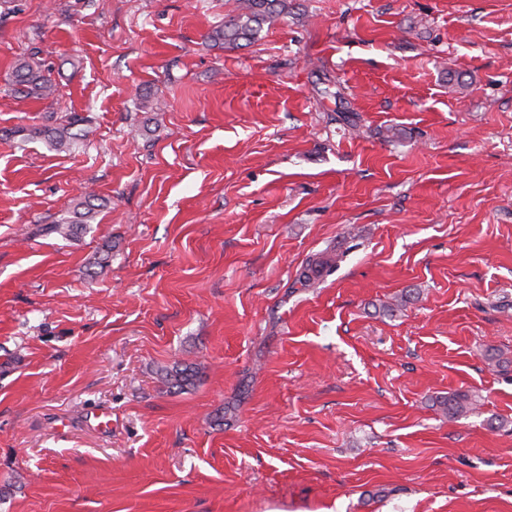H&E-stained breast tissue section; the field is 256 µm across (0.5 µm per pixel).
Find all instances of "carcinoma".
Wrapping results in <instances>:
<instances>
[{
	"label": "carcinoma",
	"instance_id": "obj_1",
	"mask_svg": "<svg viewBox=\"0 0 512 512\" xmlns=\"http://www.w3.org/2000/svg\"><path fill=\"white\" fill-rule=\"evenodd\" d=\"M288 0H235L234 9L224 17V24L212 33V39L224 46H240L258 38L264 25L273 23L280 16L288 13ZM15 91L33 99H49L58 96L60 86L51 78L50 70L36 59V55L22 56L16 59L13 71ZM82 122L75 113L51 128L38 131L49 146L59 152L72 150L78 140V134L73 129ZM94 195L89 194L75 200L68 210V216L52 225L50 231L65 238L73 237L77 231L85 228L96 219L97 207L91 202ZM343 254L336 247L326 249L309 256L298 277V282L305 288L312 287L316 281L330 274L337 268ZM451 416L460 415L468 408V397L465 395H450L443 402Z\"/></svg>",
	"mask_w": 512,
	"mask_h": 512
}]
</instances>
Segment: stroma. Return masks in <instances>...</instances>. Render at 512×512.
Segmentation results:
<instances>
[{
	"instance_id": "stroma-1",
	"label": "stroma",
	"mask_w": 512,
	"mask_h": 512,
	"mask_svg": "<svg viewBox=\"0 0 512 512\" xmlns=\"http://www.w3.org/2000/svg\"><path fill=\"white\" fill-rule=\"evenodd\" d=\"M15 2L0 512H512V0H291L239 48L233 0ZM34 50L60 96L9 91ZM82 122V119L75 113H71L66 119L58 125L35 131L44 137L49 146L59 152L72 150L78 140V133H74L73 129ZM94 197L95 195L89 194L75 200L67 212L69 217H63L58 224H53L50 231L71 238L78 230L86 229L96 219L97 207L91 202ZM342 257L343 253L338 252L335 246H329L309 256L299 274L298 282L304 288L312 287L316 281L336 269Z\"/></svg>"
}]
</instances>
